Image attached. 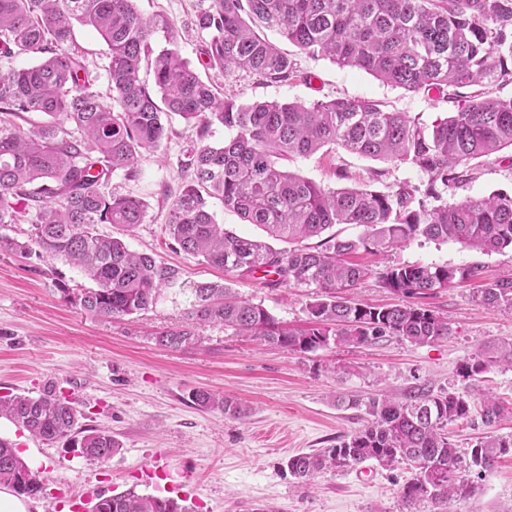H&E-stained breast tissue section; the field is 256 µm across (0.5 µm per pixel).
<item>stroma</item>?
Segmentation results:
<instances>
[{"label": "stroma", "mask_w": 512, "mask_h": 512, "mask_svg": "<svg viewBox=\"0 0 512 512\" xmlns=\"http://www.w3.org/2000/svg\"><path fill=\"white\" fill-rule=\"evenodd\" d=\"M141 13L168 19L178 32V48L203 79L241 104L256 101L304 102L335 98L374 100L388 111L407 112L429 122L456 111L436 93L409 92L365 71L341 67L295 50L276 31L267 38L297 63L298 77L270 82L238 69L208 68L201 49L205 34L190 21L197 0H136ZM195 130L179 117L167 124L160 148L143 154L140 177L114 174L110 189L132 192L147 204L143 224L124 237L136 252L156 254L175 268V285L156 304L121 318L83 311L77 297L90 282L78 269L50 257H22L0 250V396H38L55 387L81 412L83 427L112 433L121 447L111 458L81 457L66 440L47 442L0 416V436L13 441L34 473L44 475L45 492L29 501V512H55L58 493L79 494L94 487L110 496L138 495L181 500L189 512H404L400 493L411 478L408 465L365 462L350 472L328 471L307 483L290 476L291 455L336 446L362 427L364 400H403L421 391H453L481 402L496 395L504 413L494 434L512 437V369L497 368L485 381L458 375L460 364L491 341L512 339V307H487L475 298L485 284L512 277V251L484 254L448 241L414 239L377 254H358L371 277L349 296L358 303H400L382 288L376 274L396 265L478 267L479 278L437 290L426 303L447 319L448 337L414 345L383 336L356 346L329 345L296 352L260 344L220 324L195 329L192 345L175 350L158 344L159 333L182 324L192 302L193 282H221L240 297L262 305L278 321L303 327L317 290L271 285L212 268L181 251L166 224L174 197L185 183L180 161ZM292 170L325 189L343 187L380 192L425 182L410 164H393L336 148L293 158ZM464 181L443 194L455 204L493 193H512V149L472 160ZM196 391L226 397L248 410L237 419L198 408ZM360 399L342 407L337 394ZM166 479L151 478L156 467ZM472 491L449 512H512V457L499 459L485 475L469 474Z\"/></svg>", "instance_id": "obj_1"}]
</instances>
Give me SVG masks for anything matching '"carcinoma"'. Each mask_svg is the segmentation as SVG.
<instances>
[{"label": "carcinoma", "mask_w": 512, "mask_h": 512, "mask_svg": "<svg viewBox=\"0 0 512 512\" xmlns=\"http://www.w3.org/2000/svg\"><path fill=\"white\" fill-rule=\"evenodd\" d=\"M91 27L108 47L106 102L94 89L82 57L72 49L73 26ZM166 20L146 16L136 0H0V60L30 55L35 62L0 76V115L38 113L42 121L24 129L0 122V228L16 221L20 202L32 212L31 241L38 254L61 257L95 283L78 297L93 315L118 318L154 305L161 290L177 280L175 269L98 225L132 231L143 223L145 203L105 192L112 175L137 179L142 153L155 151L165 136L164 119L177 115L197 129L183 151L181 167L191 173L172 201L169 233L185 253L239 276L257 274L285 285L320 289L308 305L306 328L280 323L260 304L241 300L219 282L190 286L193 302L182 325L159 334L160 345L181 349L193 343L194 328L219 323L265 345L309 352L334 342L354 346L382 336L426 345L448 337V321L422 299L435 290L480 276L477 267L398 265L378 273L382 287L406 298L396 306L355 303L345 293L371 275L350 257L376 254L423 237L455 241L484 254L512 250V194L441 202L448 182L473 159L512 147V97L466 98L464 89L512 80V0H208L191 26L208 35L207 65L244 70L275 82L295 77L294 61L256 29L277 31L298 50L342 67L363 70L410 92H448L456 112L425 123L408 112H386L374 101L331 100L312 104L262 101L240 105L222 97L185 60L178 47L154 53L152 36ZM153 87L140 78L142 63ZM218 123L235 135L212 146L202 143ZM70 128H65V125ZM417 167L424 187L401 184L383 193L359 189L327 191L291 171L288 159L324 147ZM218 196L224 208L269 237L270 244L224 230L208 208ZM336 224L360 228L356 237L326 234ZM319 238L315 246L305 244ZM488 306L512 304V278L481 289ZM500 365L512 367V341L486 346L464 360L458 375L478 381ZM206 410L234 417L244 410L205 391L192 395ZM370 416L362 428L334 448L291 456V476L308 481L329 471H350L373 460L415 467L402 489L405 512L430 502L466 496L463 473L491 470L512 454V437L488 434L468 452L448 437V425L470 418L471 401L452 392L423 393L404 401L373 397L361 403ZM502 407L483 399L481 422L490 427ZM7 414L48 442L76 437L89 460H105L120 444L107 431L79 426L82 413L53 390L37 397L0 398ZM36 497L42 483L0 438V486ZM90 512H186L175 500L132 492L99 496Z\"/></svg>", "instance_id": "obj_1"}]
</instances>
